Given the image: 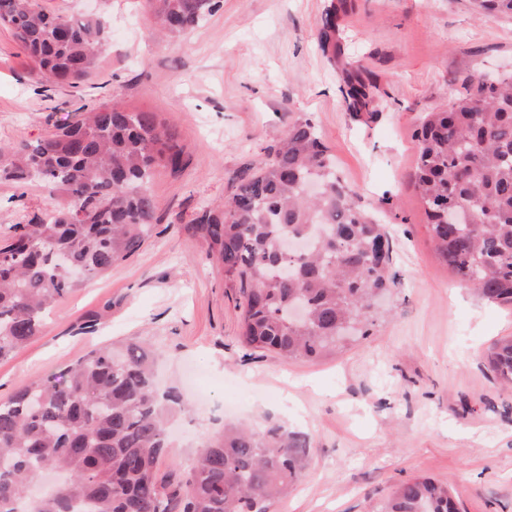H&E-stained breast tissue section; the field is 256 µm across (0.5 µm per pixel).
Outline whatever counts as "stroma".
Instances as JSON below:
<instances>
[{
    "label": "stroma",
    "mask_w": 512,
    "mask_h": 512,
    "mask_svg": "<svg viewBox=\"0 0 512 512\" xmlns=\"http://www.w3.org/2000/svg\"><path fill=\"white\" fill-rule=\"evenodd\" d=\"M51 14L110 19L93 75L44 86L0 27V145L50 135L63 117L114 103L159 113L184 148L158 173L148 242L50 313L43 332L0 361V399L60 375L93 348L148 338L161 386L191 405L160 463L190 466L230 409L309 438L302 482L272 512H374L416 477L447 483L460 512H512V388L487 368L512 336V306L480 300L434 249L415 190L414 129L463 82L512 71V18L473 0H355L346 51L378 77L382 113L354 119L339 71L317 46L329 0H223L184 35L154 32V0H39ZM311 119L338 173L392 241L397 284L367 338L336 356L286 362L238 339L243 301L188 226L230 198L297 120ZM60 195L0 181V233L32 224Z\"/></svg>",
    "instance_id": "1"
}]
</instances>
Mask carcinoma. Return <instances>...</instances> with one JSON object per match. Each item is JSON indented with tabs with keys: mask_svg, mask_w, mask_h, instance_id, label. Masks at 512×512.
<instances>
[{
	"mask_svg": "<svg viewBox=\"0 0 512 512\" xmlns=\"http://www.w3.org/2000/svg\"><path fill=\"white\" fill-rule=\"evenodd\" d=\"M157 33L180 35L223 0H158ZM479 13L512 16V0H475ZM352 0H330L318 47L343 75L353 117L380 114L372 73L345 51ZM0 25L21 44L42 83L80 87L109 22L48 15L36 0H0ZM416 187L438 255L482 299L512 305V73L469 81L448 108L415 130ZM0 179L39 182L64 203L36 224H15L0 253V360L42 333L46 315L81 284L136 253L155 220L151 182L177 170V133L155 112L86 109L52 134L0 149ZM208 244L228 282L246 296L241 342L284 361L336 354L369 335L376 297L396 284L384 227L336 172L315 125L286 137L241 176L220 210L188 226ZM290 239L306 251L288 258ZM156 352L136 338L104 346L45 382L0 401V512H269L301 480L307 437L282 422L252 428L228 421L203 438L193 465L160 474L179 393L155 385ZM489 370L512 385V339L487 354ZM65 480L28 495L36 476ZM378 512H458L443 485L418 477L399 485Z\"/></svg>",
	"mask_w": 512,
	"mask_h": 512,
	"instance_id": "cac0c4a2",
	"label": "carcinoma"
}]
</instances>
